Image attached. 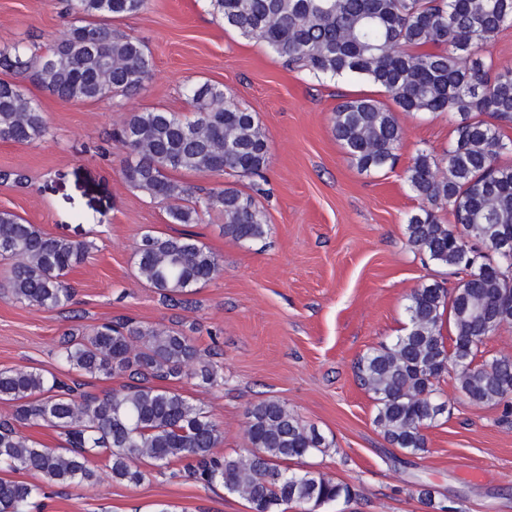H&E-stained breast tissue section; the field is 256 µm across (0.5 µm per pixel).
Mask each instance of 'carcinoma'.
Segmentation results:
<instances>
[{
    "instance_id": "obj_1",
    "label": "carcinoma",
    "mask_w": 512,
    "mask_h": 512,
    "mask_svg": "<svg viewBox=\"0 0 512 512\" xmlns=\"http://www.w3.org/2000/svg\"><path fill=\"white\" fill-rule=\"evenodd\" d=\"M147 0H67L73 16L68 39L43 55L17 44L0 46V72L29 79L62 101L98 102L134 94L150 79L151 52L112 20L135 16ZM224 27L264 42L288 65L321 78H357L386 92L391 109L370 96L349 97L332 113V131L362 173L393 169L402 140L396 112L452 113L454 138L438 155L422 149L403 176L422 201L406 224L414 252L457 278L449 290L435 281L408 296L406 333L390 345L370 348L356 363L359 384L373 394L374 425L394 448L426 451L424 429L447 411L437 384L454 373L458 391L473 405L501 404L512 415V359L483 358L488 333L512 325V140L500 126L512 124V68L498 67L486 48L512 26V0H210ZM192 117L154 109L133 112L117 133L126 156L124 183L166 204L172 224H197L224 216V236L237 242L270 234L261 189L230 182L194 197L172 178L179 172L237 177L261 175L270 151L255 113L224 87L188 90ZM48 130L37 101L17 81L0 79V140L33 144ZM448 207L452 221L438 213ZM91 245L50 236L17 215L0 212V258L13 260L11 297L32 307L69 303L70 270L84 263ZM137 271L173 305L192 286L220 270L218 256L192 234L143 233L134 246ZM453 336L444 339L445 324ZM61 358L79 375L130 380L101 397L25 369L0 370V400L15 403L0 421V467L40 475L49 485L96 480L88 458L105 460L112 480L137 486L141 465L184 472L206 485L220 484L248 501L251 512H308L348 501L355 490L320 472L282 467L330 447L325 437L279 400L247 411L248 448L217 456L223 439L204 408L159 386L169 380L218 382L211 352L184 331L106 322L85 336H66ZM47 424L63 431L66 447L41 448L14 423ZM39 487L0 479V512H28Z\"/></svg>"
}]
</instances>
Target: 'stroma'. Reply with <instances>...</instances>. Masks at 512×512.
<instances>
[{
  "instance_id": "obj_1",
  "label": "stroma",
  "mask_w": 512,
  "mask_h": 512,
  "mask_svg": "<svg viewBox=\"0 0 512 512\" xmlns=\"http://www.w3.org/2000/svg\"><path fill=\"white\" fill-rule=\"evenodd\" d=\"M71 23L61 0H0V44L41 53ZM117 30L140 38L154 71L135 96L66 102L34 85L26 92L46 117L49 133L33 144L0 140V170L28 181L0 183V211L45 234L90 242L88 260L71 271L69 305L28 306L6 290L10 263L0 259V369L22 368L66 378L63 336L119 318L174 327L203 348L214 347L224 382L202 387L168 382L220 425L217 454L247 447L246 412L276 399L330 441L325 452L289 461L290 471H318L354 487L350 502L319 512H431L420 484L454 512H512V423L498 405H473L452 375L441 378L448 416L426 429L427 450L411 456L391 447L374 426L375 402L355 378L369 348L403 335L407 297L435 281L451 288L446 268L407 244L408 216L420 205L403 178L417 150L443 153L453 136L448 114L399 113L402 146L394 170L367 175L347 158L331 117L344 95L386 93L355 79H315L293 70L263 43L216 19L208 0H149ZM224 86L256 113L270 140L259 182L271 233L266 240L226 238L223 217L171 224L164 204L128 188L125 149L113 134L133 112L155 108L190 115L188 87ZM190 233L220 258L222 272L194 285L191 305L170 306L136 273L134 245L145 231ZM31 512H251L223 487L173 479L151 469L138 486L98 470L83 486H45Z\"/></svg>"
}]
</instances>
